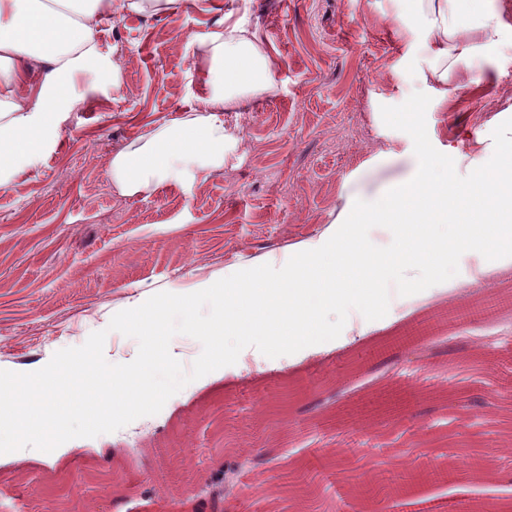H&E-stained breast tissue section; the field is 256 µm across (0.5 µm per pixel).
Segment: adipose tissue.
Masks as SVG:
<instances>
[{"instance_id":"ef3b65f1","label":"adipose tissue","mask_w":512,"mask_h":512,"mask_svg":"<svg viewBox=\"0 0 512 512\" xmlns=\"http://www.w3.org/2000/svg\"><path fill=\"white\" fill-rule=\"evenodd\" d=\"M398 13V33L423 32L412 83L447 98L448 71L462 70L463 87L477 85L475 70L502 55L507 26L492 0H411ZM184 0H0V188L36 168L52 151L80 101L70 86L95 84L100 73L118 77L97 38L112 12L166 15ZM209 86L175 121L157 126L138 143L113 153L108 175L117 192L132 197L168 181L224 168V114L245 109L271 91L274 75L256 31L236 24L198 45Z\"/></svg>"}]
</instances>
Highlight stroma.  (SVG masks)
<instances>
[{
    "mask_svg": "<svg viewBox=\"0 0 512 512\" xmlns=\"http://www.w3.org/2000/svg\"><path fill=\"white\" fill-rule=\"evenodd\" d=\"M392 0H188L168 16L118 13L98 32L117 80L74 87L82 102L40 165L0 188V369L26 373L63 348L107 331L112 315L155 293L193 292L214 275L281 266L325 236L351 194L372 196L414 160L412 138L388 128L384 105L403 104L422 38L397 34ZM238 22L258 31L276 86L247 111L228 112L223 171L135 197L107 174L114 152L180 116L206 88L199 42ZM432 99L427 132L448 156L484 157L512 118V65L486 66L479 86L448 79ZM456 277L410 296L391 293L386 316L346 324L335 346L304 358L258 355L187 384L155 415L112 433L75 438L57 457L26 448L0 454V512H42L40 479L64 470L84 499L120 500L124 512H164L178 489L218 471L249 443L265 465L244 468L224 512H386L418 497L512 512V483L463 481L493 460L512 476L497 419L478 401L512 411V263L477 281ZM475 308L469 321L425 339L426 363L407 345L376 348L423 320ZM484 359L469 361L468 337ZM308 483L300 503L270 502L268 485Z\"/></svg>",
    "mask_w": 512,
    "mask_h": 512,
    "instance_id": "obj_1",
    "label": "stroma"
}]
</instances>
